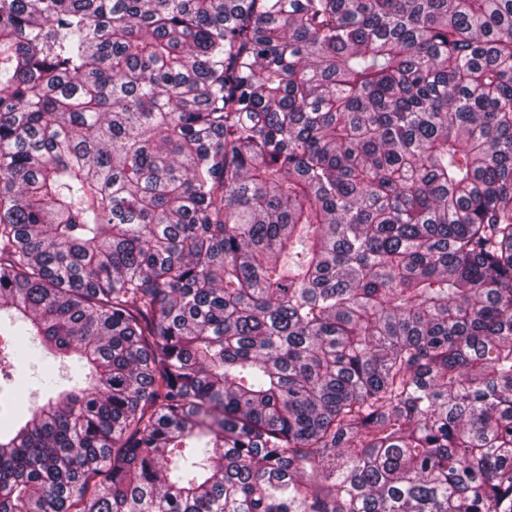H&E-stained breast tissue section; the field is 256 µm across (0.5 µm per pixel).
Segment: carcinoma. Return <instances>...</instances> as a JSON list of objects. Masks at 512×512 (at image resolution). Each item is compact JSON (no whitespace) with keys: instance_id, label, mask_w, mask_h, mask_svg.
<instances>
[{"instance_id":"cac0c4a2","label":"carcinoma","mask_w":512,"mask_h":512,"mask_svg":"<svg viewBox=\"0 0 512 512\" xmlns=\"http://www.w3.org/2000/svg\"><path fill=\"white\" fill-rule=\"evenodd\" d=\"M3 315L0 512H512V0H0ZM13 380H0V423L4 426L15 416H28L47 398L39 376L49 374L60 388H71L77 380L75 367L53 357L13 360ZM70 365V366H69ZM72 376L73 381L69 380Z\"/></svg>"}]
</instances>
